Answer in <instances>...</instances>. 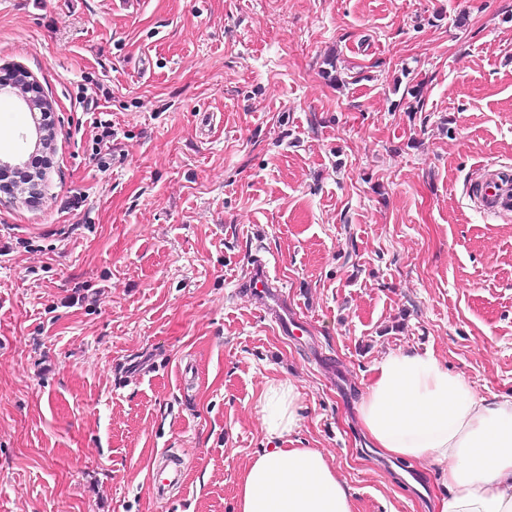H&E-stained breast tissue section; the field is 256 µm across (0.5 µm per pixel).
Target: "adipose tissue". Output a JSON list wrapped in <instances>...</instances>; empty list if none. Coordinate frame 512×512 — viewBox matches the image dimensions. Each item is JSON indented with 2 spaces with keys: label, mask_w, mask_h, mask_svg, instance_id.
Wrapping results in <instances>:
<instances>
[{
  "label": "adipose tissue",
  "mask_w": 512,
  "mask_h": 512,
  "mask_svg": "<svg viewBox=\"0 0 512 512\" xmlns=\"http://www.w3.org/2000/svg\"><path fill=\"white\" fill-rule=\"evenodd\" d=\"M299 392L269 386L262 400L269 439L299 427ZM363 436L382 455L437 467L445 491L433 512H512V396L479 395L430 352L379 360L356 404ZM238 512H355L341 469L315 448L260 453L237 488Z\"/></svg>",
  "instance_id": "1"
}]
</instances>
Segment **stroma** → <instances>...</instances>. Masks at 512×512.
Returning <instances> with one entry per match:
<instances>
[{
  "instance_id": "1",
  "label": "stroma",
  "mask_w": 512,
  "mask_h": 512,
  "mask_svg": "<svg viewBox=\"0 0 512 512\" xmlns=\"http://www.w3.org/2000/svg\"><path fill=\"white\" fill-rule=\"evenodd\" d=\"M12 69L55 135L41 196L0 190V512H236L271 447L333 457L357 512H428L436 468L366 447L355 403L412 349L512 396V216L469 192L512 174V0H0ZM33 128L0 95V158ZM256 257L304 335L239 289ZM4 92L15 94L30 112L42 110L45 116L51 113V104L39 84L24 70L16 69L10 78L0 79V94ZM299 396L290 381L268 387L262 400V421L269 439L283 438L299 428ZM180 470L177 466H170V463H164L157 470L152 469L149 475V484L154 488L157 495H163L166 490L178 483L180 479Z\"/></svg>"
}]
</instances>
